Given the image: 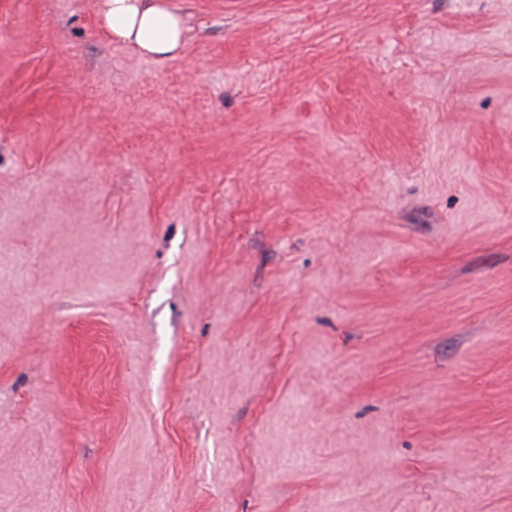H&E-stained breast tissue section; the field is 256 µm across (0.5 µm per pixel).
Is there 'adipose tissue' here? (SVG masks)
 Listing matches in <instances>:
<instances>
[{
  "label": "adipose tissue",
  "mask_w": 512,
  "mask_h": 512,
  "mask_svg": "<svg viewBox=\"0 0 512 512\" xmlns=\"http://www.w3.org/2000/svg\"><path fill=\"white\" fill-rule=\"evenodd\" d=\"M101 24L112 40L165 60L183 49L187 19L171 0H102Z\"/></svg>",
  "instance_id": "adipose-tissue-1"
}]
</instances>
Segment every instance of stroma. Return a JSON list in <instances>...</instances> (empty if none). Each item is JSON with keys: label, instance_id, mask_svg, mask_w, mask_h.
<instances>
[{"label": "stroma", "instance_id": "stroma-1", "mask_svg": "<svg viewBox=\"0 0 512 512\" xmlns=\"http://www.w3.org/2000/svg\"><path fill=\"white\" fill-rule=\"evenodd\" d=\"M0 0V512H512V0ZM100 19L112 40L156 60L178 55L189 30L170 0H102Z\"/></svg>", "mask_w": 512, "mask_h": 512}]
</instances>
